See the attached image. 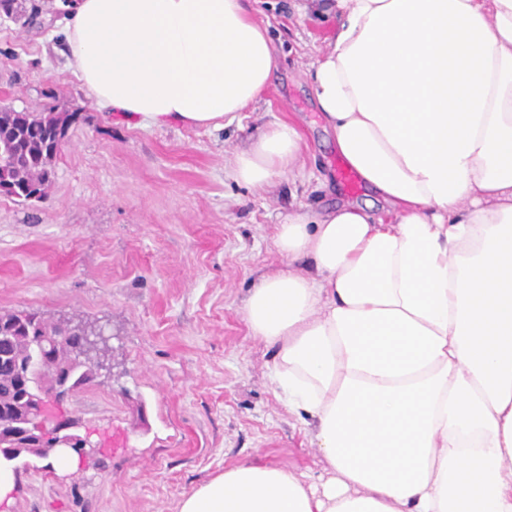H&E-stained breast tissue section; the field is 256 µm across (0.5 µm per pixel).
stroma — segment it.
<instances>
[{"label": "stroma", "mask_w": 512, "mask_h": 512, "mask_svg": "<svg viewBox=\"0 0 512 512\" xmlns=\"http://www.w3.org/2000/svg\"><path fill=\"white\" fill-rule=\"evenodd\" d=\"M40 23L0 18V107L53 106L79 118L47 198L0 196V310L82 322L106 343L104 367L56 407L95 447L76 470L12 461L10 512H178L184 494L246 461L320 470L308 428L271 383L272 350L241 313L279 268L275 226L305 207L360 204L304 72L332 23L301 0H259L280 62L253 110L220 128L143 126L99 110L68 68L56 0H21ZM293 122V174L257 192L230 160L266 125Z\"/></svg>", "instance_id": "stroma-1"}]
</instances>
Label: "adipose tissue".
<instances>
[{
  "mask_svg": "<svg viewBox=\"0 0 512 512\" xmlns=\"http://www.w3.org/2000/svg\"><path fill=\"white\" fill-rule=\"evenodd\" d=\"M70 66L105 112L217 127L279 59L250 0H68ZM306 71L336 150L390 221L347 204L277 226L242 307L321 469L242 463L179 512H512V0H322ZM297 128L234 155L256 191ZM304 271H296V263Z\"/></svg>",
  "mask_w": 512,
  "mask_h": 512,
  "instance_id": "1",
  "label": "adipose tissue"
}]
</instances>
